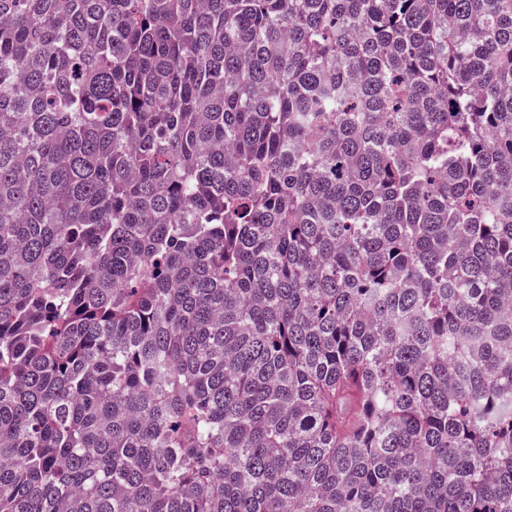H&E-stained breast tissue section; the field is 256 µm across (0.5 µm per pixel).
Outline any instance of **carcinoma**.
<instances>
[{
  "instance_id": "carcinoma-1",
  "label": "carcinoma",
  "mask_w": 512,
  "mask_h": 512,
  "mask_svg": "<svg viewBox=\"0 0 512 512\" xmlns=\"http://www.w3.org/2000/svg\"><path fill=\"white\" fill-rule=\"evenodd\" d=\"M0 512H512V0H0Z\"/></svg>"
}]
</instances>
